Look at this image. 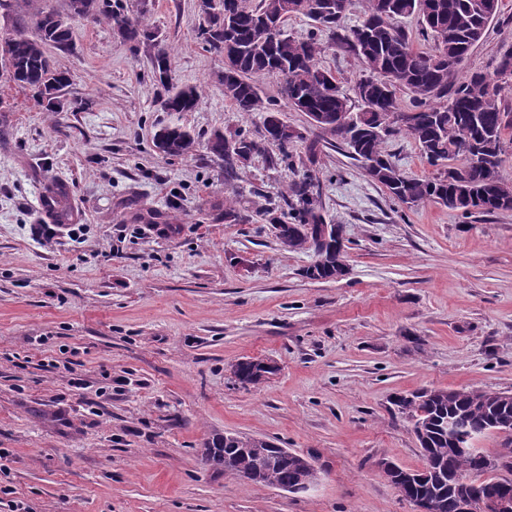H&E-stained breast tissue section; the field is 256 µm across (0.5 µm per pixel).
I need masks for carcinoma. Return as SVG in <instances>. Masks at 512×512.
Returning <instances> with one entry per match:
<instances>
[{
    "instance_id": "cac0c4a2",
    "label": "carcinoma",
    "mask_w": 512,
    "mask_h": 512,
    "mask_svg": "<svg viewBox=\"0 0 512 512\" xmlns=\"http://www.w3.org/2000/svg\"><path fill=\"white\" fill-rule=\"evenodd\" d=\"M63 15L40 6L39 0H0V11L12 21V33L0 48V77L33 92L48 112L59 111L57 93L69 82L55 70L46 48L68 50L75 39L74 22L86 16L94 23H107L123 40L139 44L150 41L147 10L131 16L122 0H68ZM319 0H201L204 25L201 36L209 48L224 54V96L240 112L266 113L260 138L244 131L216 132L208 139L210 153L224 161V180L268 143L278 145V161L288 162V148L300 138L264 105L255 74L285 71L282 94L288 105L309 116H324L317 127L336 137L350 157L373 162L366 175L382 185L403 204L433 201L473 213L512 211V184L499 175L502 155L512 138V112L502 107L498 91L512 85V51L498 58L490 74L475 73L463 79L457 66L446 57L481 38L495 17L499 0H371L367 18L348 33L338 35L341 44L357 54L364 74L355 82L354 93L361 110L352 114L350 98L336 84L332 74L319 73L317 57L326 45L313 38L296 39L284 30L288 18L304 15L319 30L336 31L341 16L315 13ZM422 15V35L435 43L434 52L413 48L408 38L388 20L414 13ZM152 74L167 91L163 107L168 112H192L200 104L199 88L172 83L169 49L150 56ZM407 89L414 95L413 109L398 111L397 92ZM384 115L386 126L378 122ZM409 134L426 161L436 166L448 162V169L431 178H416L402 172L385 154L383 144L400 132ZM198 140L187 128L166 126L155 134V147L166 156H188ZM476 152L491 157L490 167L470 164ZM318 186L307 174L287 186L283 200L292 222L273 225L280 244L290 252L313 251L317 260L304 269L311 280L332 281L343 275L341 262L348 251L336 252L334 238H324L325 221L320 211ZM243 385L261 383L268 370L262 361L245 359L233 370ZM394 405L412 424L423 468L429 476L417 479L419 470L402 469L405 477L396 489L405 499L425 502L427 512H456L460 496L480 500L493 495L512 500V479L500 477L491 467L512 472V439L500 442L497 452L486 455L474 448L466 454L453 450L457 432L448 430V421L461 425L460 432L476 439L512 427V399L504 392L484 388L424 389L397 396ZM207 463L224 477L247 479L272 488H291L301 475L297 453L281 448L265 438L224 436L204 444ZM273 464L254 476V462Z\"/></svg>"
}]
</instances>
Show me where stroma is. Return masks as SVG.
Instances as JSON below:
<instances>
[{
	"label": "stroma",
	"mask_w": 512,
	"mask_h": 512,
	"mask_svg": "<svg viewBox=\"0 0 512 512\" xmlns=\"http://www.w3.org/2000/svg\"><path fill=\"white\" fill-rule=\"evenodd\" d=\"M124 2L147 9L177 80L200 87L195 111H165L147 44L104 23L76 22L71 50L48 48L70 78L60 111L0 80V512H413L379 468L422 465L393 398L512 391V211L398 203L289 107L274 74L253 81L303 138L289 164L259 154L225 181L208 139L258 136L262 113L225 98L197 0ZM509 50L512 0H500L460 76ZM318 64L348 95L364 70L337 45ZM176 123L197 134L193 155L155 150ZM384 149L409 175L437 172L407 134ZM304 166L350 241L337 280L304 277L315 254L285 250L263 214ZM57 186L66 214L47 242L41 199ZM228 196L246 222L225 221ZM247 357L274 374L242 387L233 367ZM228 433L312 457L315 487L224 477L201 450Z\"/></svg>",
	"instance_id": "stroma-1"
}]
</instances>
